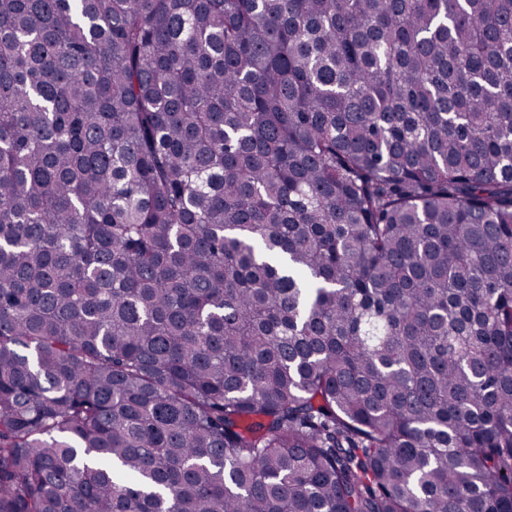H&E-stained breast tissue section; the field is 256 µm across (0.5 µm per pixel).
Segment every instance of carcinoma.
I'll return each mask as SVG.
<instances>
[{
  "mask_svg": "<svg viewBox=\"0 0 512 512\" xmlns=\"http://www.w3.org/2000/svg\"><path fill=\"white\" fill-rule=\"evenodd\" d=\"M0 512H512V0H0Z\"/></svg>",
  "mask_w": 512,
  "mask_h": 512,
  "instance_id": "carcinoma-1",
  "label": "carcinoma"
}]
</instances>
